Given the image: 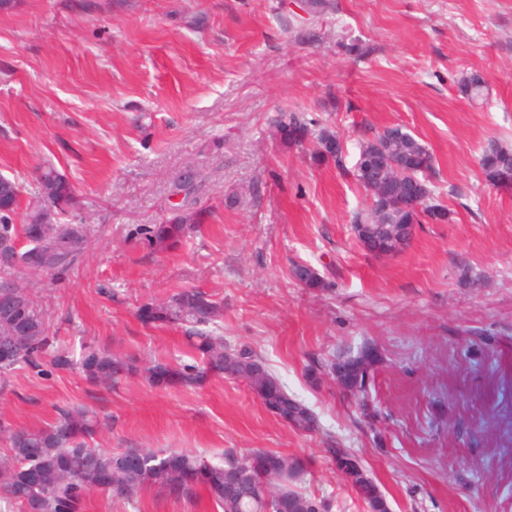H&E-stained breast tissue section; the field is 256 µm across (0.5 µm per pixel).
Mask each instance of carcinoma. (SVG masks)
Returning a JSON list of instances; mask_svg holds the SVG:
<instances>
[{
	"label": "carcinoma",
	"instance_id": "obj_1",
	"mask_svg": "<svg viewBox=\"0 0 512 512\" xmlns=\"http://www.w3.org/2000/svg\"><path fill=\"white\" fill-rule=\"evenodd\" d=\"M458 89L465 98L477 100L484 96L487 86L465 75L459 80ZM269 125L281 139L298 145L311 136L313 121L301 111L278 110L269 117ZM336 138L326 129L315 135V156L331 159L340 167ZM414 155L435 170L428 147L413 136L392 138L391 149L382 162L390 166ZM480 166L488 181L497 184L500 171L512 169V149L492 144L481 156ZM37 192L42 199L41 208L28 223L16 224L12 215L19 207L23 186L10 178H0V251L13 256V263L0 266V296L14 298L9 312L0 311V351L13 357L8 364L0 363V376L11 373L18 365L38 369L48 355L53 367L77 370L89 384L110 387L137 372L136 359L88 347L77 353L57 344L49 335L37 292L17 279L20 271L37 274L69 269L90 245L87 225L55 221V216L75 207L69 182L46 167L37 179ZM423 219L444 223L450 213L435 195L424 207ZM197 227V214L180 213L164 224L142 227L140 234L155 249H177ZM223 312L221 303L199 288L182 289L162 304L140 306L138 316L146 325L185 326L187 342L197 354L192 363L154 362L147 368L148 380L158 386L199 387L212 377H229L255 387L252 368L264 366L262 360L246 347L227 349L224 337L209 330ZM368 366L369 356L364 354L333 365L332 374L345 389L362 393ZM261 380V398L269 410L285 405L293 426L302 430L315 428L313 412L289 396L278 378L266 370ZM99 429L96 414L73 407L61 409L55 421L45 427L10 430L11 454L0 460V501L7 507L18 504L23 512H81L86 496L94 490L132 500L150 486L186 501L202 490L222 512H327L325 500L290 489L286 483L277 485L276 462L284 461L294 475L304 470L301 461L290 460L279 452L261 450L242 461L227 457L216 462L195 453L172 450L112 452L93 445ZM324 452L342 459L346 472L356 476L354 483L372 512H388L376 486L348 449L326 448Z\"/></svg>",
	"mask_w": 512,
	"mask_h": 512
}]
</instances>
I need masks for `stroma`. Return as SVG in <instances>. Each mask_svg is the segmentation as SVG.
<instances>
[{
  "label": "stroma",
  "mask_w": 512,
  "mask_h": 512,
  "mask_svg": "<svg viewBox=\"0 0 512 512\" xmlns=\"http://www.w3.org/2000/svg\"><path fill=\"white\" fill-rule=\"evenodd\" d=\"M489 96L472 103L461 73ZM306 112L343 138L394 125L423 140L446 223L416 225L402 252L373 256L351 221L364 192L313 146L275 136L269 116ZM512 147V0H13L0 10V175L38 206L36 168L70 182L69 222L92 242L73 268L34 276L59 344L133 355L139 373L103 388L76 371L17 367L0 379L7 428L51 423L57 406L97 413L99 447L192 451L213 459L273 450L299 459L294 487L329 512H371L323 454L350 449L390 512H512V187L479 159ZM193 172L190 196L174 182ZM200 226L169 251L142 225L182 203ZM324 281L308 288L293 269ZM184 288L224 304L218 333L260 356L318 426L283 423L244 382L152 385L151 360L186 361L180 328L137 309ZM370 351L365 390L330 374ZM83 512H215L208 499L145 488L96 491Z\"/></svg>",
  "instance_id": "obj_1"
}]
</instances>
